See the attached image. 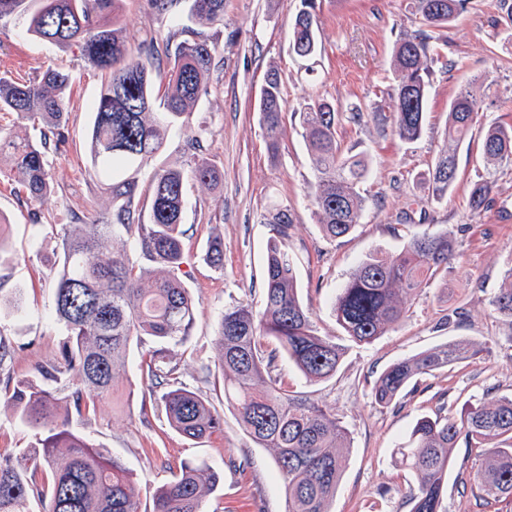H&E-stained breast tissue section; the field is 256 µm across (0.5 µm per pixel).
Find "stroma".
I'll return each instance as SVG.
<instances>
[{
  "label": "stroma",
  "mask_w": 512,
  "mask_h": 512,
  "mask_svg": "<svg viewBox=\"0 0 512 512\" xmlns=\"http://www.w3.org/2000/svg\"><path fill=\"white\" fill-rule=\"evenodd\" d=\"M322 52L310 60L294 56L290 24L300 0H224V22L195 25L215 47L207 91L189 117L206 130V155L221 178L212 186L186 184L183 224L185 262L178 276L193 297L195 321L188 336L173 345L178 380L207 397L224 418L223 432L191 440L171 429L151 396L133 349L116 379L114 398L94 413L70 414L68 427L108 456L123 461L137 483L142 512H150L157 487L195 462L221 476L204 502L205 512H285L286 492L272 449L258 446L240 428L224 403L221 375L214 367L215 332L225 306L248 302L260 307L258 283L271 235L261 216L271 203L294 215L286 246L298 258L299 296L321 335L347 344L336 376L310 384L288 363L279 371L291 390L321 400L335 410L349 431L344 470L331 512H410L408 495L415 476L399 467L397 448L406 444L417 418L436 412L457 418L487 388L512 395V320L496 314L490 302L512 268V169L496 175L495 206L471 213V185L483 171L479 131L457 146L458 179L448 196L425 212L411 211L426 194L424 177L444 143L448 102L476 76L492 72L497 102L484 123L512 125V44L501 40L493 18L500 0H468L466 10L444 32L440 53L453 66L435 72L428 94L425 130L412 143L393 140L388 127L372 121L342 124L343 147L365 154L370 172L362 185L365 207L349 236L327 241L308 195L313 168L297 114L300 105L324 96L342 109L381 102L391 82L390 58L397 37L413 30L412 0H316ZM120 24L132 49L148 40L165 43L189 24L186 14L153 12L148 0H124ZM277 67L286 101L284 132L277 156L267 151L259 122L264 76ZM70 74L64 141L49 158L52 190L32 200L13 179L0 174V297L21 292V309L0 308V338L16 351L6 371L33 375L59 354L64 333L52 319L55 268L61 236L69 224L104 220L112 201L86 167L90 104L101 77L79 47L65 50L25 32L21 20L0 21V75L28 81L45 70ZM412 222H403L404 212ZM449 233L456 256L445 275L405 305L403 319L368 345L348 344L332 314V301L358 263L371 253L400 249L416 233ZM224 246L223 267H213L208 251ZM451 341L480 345L478 355L413 381L390 406L372 398L376 378L390 364ZM34 429L21 424L7 398H0V453L30 448ZM248 458L246 470L231 467ZM481 463L476 448H455L442 512H512V498L494 504L461 493L462 480Z\"/></svg>",
  "instance_id": "35a3bbf8"
}]
</instances>
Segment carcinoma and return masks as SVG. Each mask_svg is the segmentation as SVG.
<instances>
[{"label":"carcinoma","instance_id":"carcinoma-1","mask_svg":"<svg viewBox=\"0 0 512 512\" xmlns=\"http://www.w3.org/2000/svg\"><path fill=\"white\" fill-rule=\"evenodd\" d=\"M202 25L224 21V0H151L159 15H173L182 2ZM121 0H0V19L16 16L26 32L58 48H81L87 63L104 75L92 104L88 133L91 176L111 195L112 215L105 222L71 224L60 244L54 317L66 336L59 356L24 379L8 376L4 392L17 418L39 430L38 446L15 457L0 456V512H24L39 498L43 512H141L133 474L116 457L103 454L67 428L69 411L83 415L112 396L117 374L133 342L144 336L156 345L144 363L157 407L170 427L197 440L224 429V419L202 394L178 383V363L168 344L187 335L195 304L176 275L183 263L181 236L187 176L215 184L219 171L204 156V130H187L184 151L190 169L160 166L151 179L149 223L136 200L142 168L165 150L169 133L185 127V118L207 91L214 47L183 29L185 38L159 49L150 42L146 58L132 54L117 27ZM467 0H414L417 28L399 35L391 58L392 82L382 90L389 113L374 106L341 112L336 103L316 97L298 109L311 153L315 182L312 204L324 236L334 241L360 223L364 198L360 184L369 173L359 153L344 149L336 138L342 119L360 124L372 119L390 124L401 143L416 141L425 125L433 65L441 61L433 33L447 27L466 9ZM315 0H301L291 23V46L300 58L321 52ZM169 63L162 109L154 110L153 70L161 58ZM495 80L479 76L459 89L448 103V132L428 171L427 198L440 202L457 180L453 145L493 105ZM70 76L49 69L35 81L0 76V111L38 120L39 136L0 130V164L10 167L28 197L38 200L50 190L49 155L57 150V129L67 111ZM283 81L270 68L261 89L258 112L268 152L275 156L283 132ZM482 163L486 174L469 196L475 214L493 208L492 186L498 167H512V126L485 127ZM271 226L263 275L262 305L256 310L239 302L224 308L215 335V368L224 384V400L242 430L260 447L275 452L278 475L287 497L286 512H329L344 467L349 432L327 406L288 388L276 373L285 358L309 383L319 384L338 372L346 348L318 333L298 293L296 259L284 240L293 217L288 206L272 205L263 215ZM132 240L152 268L135 269L124 251L114 248L121 237ZM455 242L446 233L415 234L391 254H369L350 273L332 310L339 326L357 345L372 343L404 316L402 297H411L448 271ZM493 310L512 319V269L491 300ZM481 348L450 342L391 364L376 380V403H390L420 376L475 356ZM481 449L473 484L484 501L512 497V396L486 391L465 407L460 419L421 417L406 446L397 449L401 466L417 479L410 493V512H441L448 490V469L459 442ZM51 473L46 484L35 474ZM217 476L194 462L159 486L151 512H203L206 494Z\"/></svg>","mask_w":512,"mask_h":512}]
</instances>
